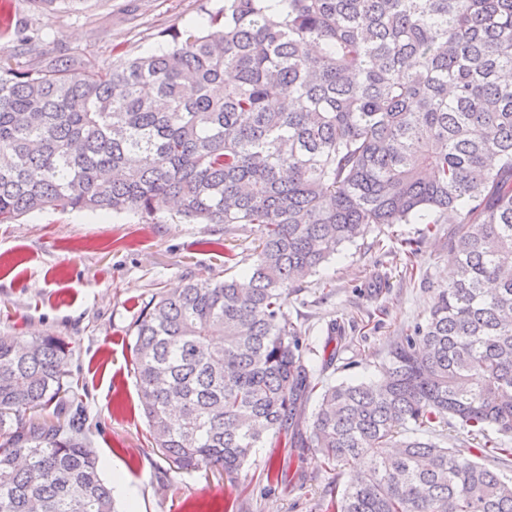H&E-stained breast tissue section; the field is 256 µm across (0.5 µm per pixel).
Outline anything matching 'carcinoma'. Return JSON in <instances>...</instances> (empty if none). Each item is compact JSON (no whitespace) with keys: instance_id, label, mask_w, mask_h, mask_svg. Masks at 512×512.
Returning <instances> with one entry per match:
<instances>
[{"instance_id":"carcinoma-1","label":"carcinoma","mask_w":512,"mask_h":512,"mask_svg":"<svg viewBox=\"0 0 512 512\" xmlns=\"http://www.w3.org/2000/svg\"><path fill=\"white\" fill-rule=\"evenodd\" d=\"M224 0L109 70L0 50V224L54 206L255 224L256 259L150 299L132 369L176 473L313 448L331 512H512V0ZM20 46L33 37L9 15ZM456 224L455 279L377 381L323 384L290 289L375 224ZM418 242L400 240L405 271ZM59 337L0 336V512H115ZM318 396L309 432L299 423ZM454 428L448 446L440 437Z\"/></svg>"}]
</instances>
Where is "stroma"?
<instances>
[{"label":"stroma","mask_w":512,"mask_h":512,"mask_svg":"<svg viewBox=\"0 0 512 512\" xmlns=\"http://www.w3.org/2000/svg\"><path fill=\"white\" fill-rule=\"evenodd\" d=\"M224 0H0V15L19 18L45 55L66 50L101 69L153 53L164 32L205 27ZM420 242L417 268L406 275L386 228L370 226L288 297V316L302 341L318 344L330 325L345 339L323 371L329 383L380 375L393 342L425 323L447 287L448 227L423 236L418 223L398 227ZM252 224H200L169 212L146 223L139 215L52 207L0 224V335L57 336L74 352L67 368L87 415L89 437L106 481L121 480L118 512H326L340 480L312 450L285 458L256 449L238 475L201 467L174 473L149 443L131 358L134 323L157 294L190 280L221 281L251 264ZM233 253L234 264L224 262ZM286 465L288 482L270 483L267 462Z\"/></svg>","instance_id":"35a3bbf8"}]
</instances>
